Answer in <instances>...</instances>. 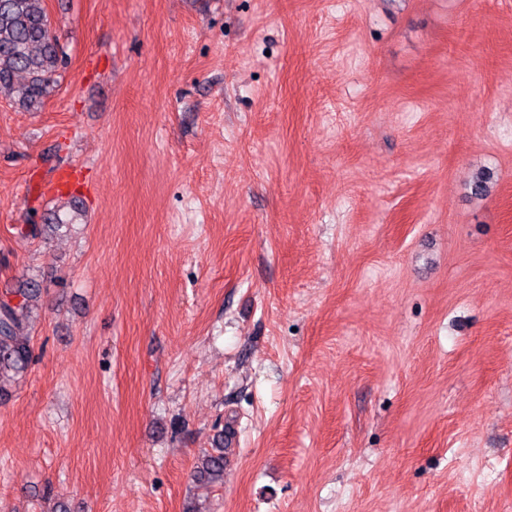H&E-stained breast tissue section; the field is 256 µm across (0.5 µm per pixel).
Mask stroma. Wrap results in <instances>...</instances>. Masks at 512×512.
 <instances>
[{
	"instance_id": "obj_1",
	"label": "stroma",
	"mask_w": 512,
	"mask_h": 512,
	"mask_svg": "<svg viewBox=\"0 0 512 512\" xmlns=\"http://www.w3.org/2000/svg\"><path fill=\"white\" fill-rule=\"evenodd\" d=\"M45 5L0 512H512V0ZM218 446L205 450L202 453L197 472L200 478L207 479L210 483L223 482L224 477V433L218 435Z\"/></svg>"
}]
</instances>
